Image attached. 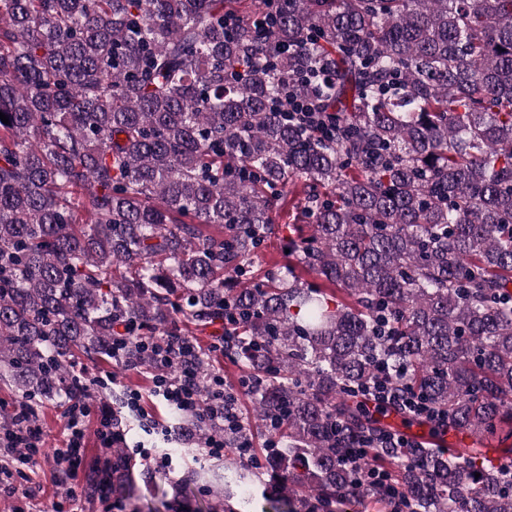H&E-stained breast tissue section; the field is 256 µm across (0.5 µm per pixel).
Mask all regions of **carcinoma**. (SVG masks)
<instances>
[{
    "instance_id": "cac0c4a2",
    "label": "carcinoma",
    "mask_w": 512,
    "mask_h": 512,
    "mask_svg": "<svg viewBox=\"0 0 512 512\" xmlns=\"http://www.w3.org/2000/svg\"><path fill=\"white\" fill-rule=\"evenodd\" d=\"M229 2L0 0V381L66 401L77 354L149 367L142 337L215 327L278 434L268 512H512L477 449L362 404L512 425V0ZM296 181L295 263L236 287ZM381 421L387 426L391 428L398 427L402 432H404L409 438L414 440L423 441L425 443L436 442L438 444H442L444 446H460L464 440H468V437L465 433L462 432H454V431H445L440 433H432L428 429H424L418 427L416 425H407L403 422L402 417L389 413L383 416L376 414ZM390 419V421H388ZM391 431L395 433L402 434L398 431L391 429Z\"/></svg>"
}]
</instances>
